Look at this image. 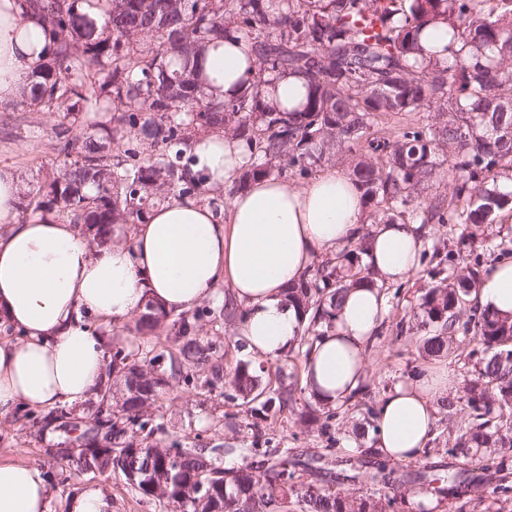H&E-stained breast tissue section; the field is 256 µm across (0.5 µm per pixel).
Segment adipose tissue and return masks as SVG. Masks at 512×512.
<instances>
[{
  "label": "adipose tissue",
  "instance_id": "obj_1",
  "mask_svg": "<svg viewBox=\"0 0 512 512\" xmlns=\"http://www.w3.org/2000/svg\"><path fill=\"white\" fill-rule=\"evenodd\" d=\"M46 47L41 21L24 0H0V103L16 100ZM247 39L228 37L206 48V92L229 100L243 90ZM192 173L204 186L231 184L250 159L243 142L211 133L191 145ZM25 185L0 168V420L24 409L79 407L106 377L112 324L154 302L179 314L228 299L245 315L238 333L260 359L284 355L302 334L301 313L287 291L314 262L368 235L366 263L389 282L417 268L423 239L415 224L366 225L362 193L347 171L329 168L303 186L277 178L254 181L214 209L202 197H172L139 224H116L108 241L54 216L19 219ZM482 308L512 316V259L481 280ZM387 304L378 288L347 291L332 328L315 342L304 366L310 396L328 407L363 384L373 334ZM454 382L427 371L398 383L380 399L369 445L404 463L417 457L433 431L437 402ZM0 512H49L39 467L0 459Z\"/></svg>",
  "mask_w": 512,
  "mask_h": 512
}]
</instances>
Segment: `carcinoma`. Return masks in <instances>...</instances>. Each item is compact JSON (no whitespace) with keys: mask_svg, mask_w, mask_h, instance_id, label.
Returning <instances> with one entry per match:
<instances>
[{"mask_svg":"<svg viewBox=\"0 0 512 512\" xmlns=\"http://www.w3.org/2000/svg\"><path fill=\"white\" fill-rule=\"evenodd\" d=\"M48 28L46 59L19 96L21 111L63 116L56 131L62 160L42 172L21 197L28 212L59 216L83 225L93 240L114 224L142 222L163 195L207 196L218 209L224 195L188 175L190 149L199 133L222 132L246 144L261 163L243 167L239 189L259 176H308L333 160L348 163L371 208L374 224H493L512 207V191L489 185L512 181V0H26ZM448 29V43L430 48L422 33ZM239 32L257 60L249 86L236 98L205 92L198 56ZM450 54L452 66L440 57ZM282 74L307 81L306 95L292 108L270 109L263 89ZM429 112L426 122L394 129V114ZM83 130L70 137V127ZM455 177L452 194L430 195L444 171ZM367 237L323 259L288 289V301L308 317L298 352L308 356L321 329L336 319L345 292L378 275L362 262ZM427 272L439 284L419 297L417 316L423 352L451 353L464 340L481 353L474 377L463 387L470 410L453 450L478 460L490 454L496 471L512 463V319L486 310L464 315L483 276L481 254L456 270L440 255ZM135 321L146 341L141 353L112 345L107 379L95 389L91 423L77 436L84 449L68 457L82 474L137 473L129 485L147 498L182 512H286L293 499L301 512H394L408 503L396 491L395 470L377 461L366 472L376 490L366 497L327 492L336 481L325 456L302 459L272 445L260 431L252 460L223 469L211 454L222 448L197 441L153 440L159 426L146 408L172 385L197 386L220 346L202 342L205 317L235 321L244 311L203 307L171 315L152 302ZM169 329L174 350H157L151 338ZM250 413L268 419L292 399L286 386L262 382L247 363L229 381ZM42 420L75 426L57 406ZM313 476L299 480V472ZM416 481L442 483L449 494L479 488L486 478L466 471Z\"/></svg>","mask_w":512,"mask_h":512,"instance_id":"1","label":"carcinoma"}]
</instances>
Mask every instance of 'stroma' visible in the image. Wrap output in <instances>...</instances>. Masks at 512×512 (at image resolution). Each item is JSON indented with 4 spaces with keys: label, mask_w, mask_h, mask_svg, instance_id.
Here are the masks:
<instances>
[{
    "label": "stroma",
    "mask_w": 512,
    "mask_h": 512,
    "mask_svg": "<svg viewBox=\"0 0 512 512\" xmlns=\"http://www.w3.org/2000/svg\"><path fill=\"white\" fill-rule=\"evenodd\" d=\"M21 115L14 105L0 106V167L16 169L26 184L32 185L41 176L43 167L55 161L58 152L53 128L56 118L43 114L31 115L30 125H22ZM429 262H421L418 269L405 281L389 284L383 289L387 299V314L379 326L380 334L375 337L369 351V371L366 382L373 400L382 395L397 382L409 378L413 369H427L434 372L448 370L452 373L456 388L446 401L437 408V420L426 452L409 462L396 465L397 474H405L423 466L433 467L435 473L447 472L451 467H462V457L453 456L450 450L454 443L458 425L469 418V411L462 400L461 389L474 369L475 361L470 358L468 343H461L458 356L423 358L419 352V340L413 332L398 333L397 322L412 325V311L422 289L428 282ZM199 335L202 339L220 345L222 356L218 364L224 373L234 371L241 362L260 368L261 363L253 358L247 349L239 345L236 326L210 318L201 323ZM313 399L307 392H295L293 404L284 408L273 423L269 434L280 447L295 453H313L326 445L327 438H334L333 452L338 459H350L347 444L365 446L366 435L355 433L356 424L364 420V411L350 409L333 421L330 435H323L314 427L303 426L298 416ZM155 421L161 422L164 432L170 438L184 442L202 438L214 445L226 447V454L217 459L218 465L236 468L245 461L244 448L250 447L257 431L255 417L247 413L221 391L198 393L186 388L174 389L154 402L148 409ZM65 435L55 426L43 429L32 427L25 422L11 419L0 421V459L9 458L39 466L45 473L50 488V512H65L68 495L90 481H97L106 487L112 496V512H170L165 502L147 499L138 495L120 472L106 473L97 478L70 470L67 462L57 455L56 449Z\"/></svg>",
    "instance_id": "35a3bbf8"
}]
</instances>
